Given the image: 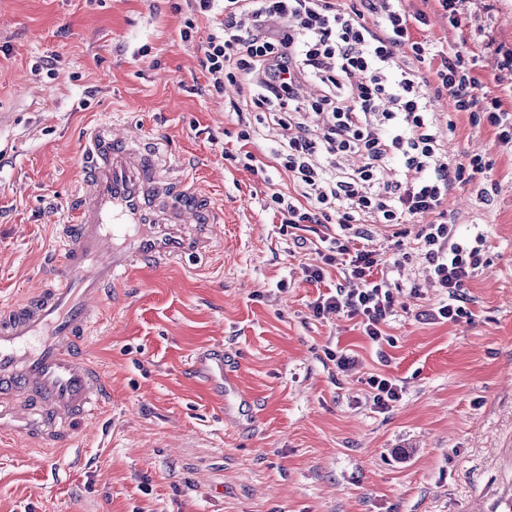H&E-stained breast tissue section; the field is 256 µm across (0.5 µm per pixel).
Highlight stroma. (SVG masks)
<instances>
[{
	"label": "stroma",
	"instance_id": "obj_1",
	"mask_svg": "<svg viewBox=\"0 0 512 512\" xmlns=\"http://www.w3.org/2000/svg\"><path fill=\"white\" fill-rule=\"evenodd\" d=\"M223 19L194 0H0V307L43 285L64 222L74 220L87 129L146 133L166 162L224 210L217 240L192 269L145 263L100 305L83 354L110 397L75 422L73 454L0 440V512H469L512 486V150L457 125L448 145L478 154L501 183L450 200L461 234L482 226L488 261L466 295L474 321L429 314L440 299L402 289L374 343L356 320H318L311 303L341 283L302 268L266 207L288 190L225 160L238 146L228 93L215 91L198 46ZM190 39H182L184 29ZM468 48L495 89L497 46L512 48V0H466ZM354 355L346 373L330 352ZM225 355L229 389L196 372ZM398 379L400 401L370 407L369 376Z\"/></svg>",
	"mask_w": 512,
	"mask_h": 512
}]
</instances>
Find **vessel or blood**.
Segmentation results:
<instances>
[{
    "instance_id": "b4317fda",
    "label": "vessel or blood",
    "mask_w": 512,
    "mask_h": 512,
    "mask_svg": "<svg viewBox=\"0 0 512 512\" xmlns=\"http://www.w3.org/2000/svg\"><path fill=\"white\" fill-rule=\"evenodd\" d=\"M83 154L85 193L43 288L0 308V427L46 447L67 443L69 426L91 418L108 393L77 352L100 302L139 262L200 257L220 221L207 196L164 176L136 138L96 131Z\"/></svg>"
}]
</instances>
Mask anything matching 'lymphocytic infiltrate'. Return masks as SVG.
I'll list each match as a JSON object with an SVG mask.
<instances>
[{"mask_svg":"<svg viewBox=\"0 0 512 512\" xmlns=\"http://www.w3.org/2000/svg\"><path fill=\"white\" fill-rule=\"evenodd\" d=\"M223 2L224 19L199 50L210 86L238 88L230 108L240 147L226 158L261 177L272 164L287 172L291 191L272 192L268 207L296 230L298 246L321 256L322 265L304 267L306 280L322 282L334 266L350 282L319 295L314 317L358 316L365 336L383 340L399 288L390 273L404 264L371 228L414 220L425 277L444 294L436 319L473 321L465 289L486 263L487 238L459 235L448 200L475 181L485 203L501 184L482 157L449 154L456 125L441 123L433 103L447 97L472 127L512 146V85L486 91L466 39L433 43L422 35L425 14H406L399 0ZM306 81L320 86L317 97L300 98ZM269 125L280 139L266 163L248 146ZM312 224L324 228L313 239L304 235Z\"/></svg>","mask_w":512,"mask_h":512,"instance_id":"f902f5d3","label":"lymphocytic infiltrate"}]
</instances>
